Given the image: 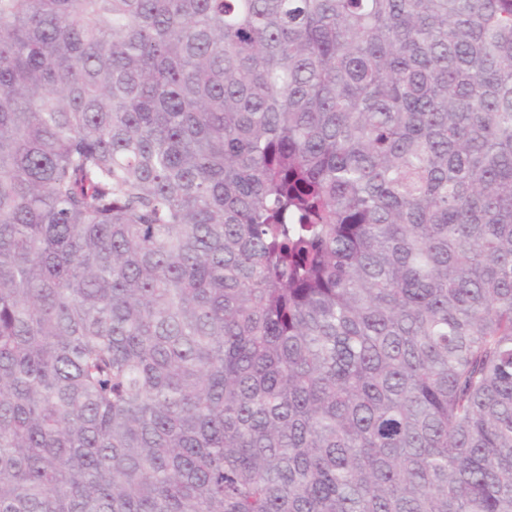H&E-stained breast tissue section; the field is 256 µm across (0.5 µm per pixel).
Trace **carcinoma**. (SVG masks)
I'll list each match as a JSON object with an SVG mask.
<instances>
[{
  "instance_id": "carcinoma-1",
  "label": "carcinoma",
  "mask_w": 512,
  "mask_h": 512,
  "mask_svg": "<svg viewBox=\"0 0 512 512\" xmlns=\"http://www.w3.org/2000/svg\"><path fill=\"white\" fill-rule=\"evenodd\" d=\"M0 512H512V0H0Z\"/></svg>"
}]
</instances>
